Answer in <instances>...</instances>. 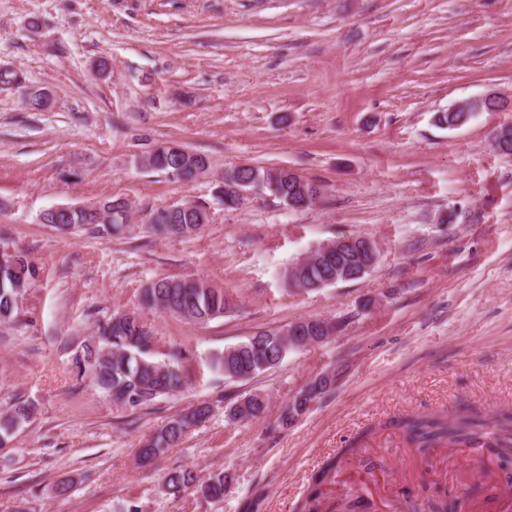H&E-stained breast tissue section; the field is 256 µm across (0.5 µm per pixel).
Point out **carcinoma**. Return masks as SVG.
Masks as SVG:
<instances>
[{"label":"carcinoma","mask_w":512,"mask_h":512,"mask_svg":"<svg viewBox=\"0 0 512 512\" xmlns=\"http://www.w3.org/2000/svg\"><path fill=\"white\" fill-rule=\"evenodd\" d=\"M506 101L493 97L465 100L452 108L435 114L441 128L454 129L468 123L478 112H496L505 109ZM140 166L162 172L170 178L188 181L208 171V158L187 148L174 149L162 143L138 159ZM269 193L283 204L294 200L303 208L312 204L305 196L293 175L286 168H267L251 164L238 165L224 172L219 198L226 209L241 206L240 191ZM130 219V206L124 200L113 199L102 204L97 211L70 207L44 214L43 221L63 231L83 230L98 236L120 233ZM210 214L198 205L186 207H160L149 215V231L162 237H188L209 223ZM367 238L359 236L343 245L339 258L319 259L322 250H315L305 260L292 264L288 285L310 292L339 282L361 271V245ZM39 276V269L20 253L3 255L0 261V323L12 321L19 312L20 298ZM140 308L117 311L106 320L98 321L96 335L83 342L81 351L74 358L78 376L88 378L92 386L108 396L112 402L125 409L146 408L153 401L185 388L187 372L181 365L183 351L172 349L166 358H158L156 341L140 309L168 314L189 324L203 325L221 318L233 308V302L224 289L203 278L191 276H166L148 283L140 293ZM295 347L288 346V337L281 331H258L243 342L224 348L211 359L212 366L230 380H249L277 367ZM248 408L242 409L243 402ZM245 401L230 407L228 416L235 421L252 420L264 414L266 399L253 394ZM212 406L207 402L189 407L172 417L154 431L137 453L140 460H153L181 439L194 426L210 417ZM31 405L24 402L13 405L0 415V447H4L16 429L30 421ZM404 433L420 448H430L443 440L458 445L479 446L489 439L501 459L512 458V410L492 415L464 414H415L398 422ZM355 448H342L339 455L329 460L315 478L309 493L299 505V512H318L322 486L336 477L338 463L351 457ZM227 476L212 472L202 478L191 468L168 473L161 491L174 498L189 488L205 500L224 498Z\"/></svg>","instance_id":"obj_1"}]
</instances>
